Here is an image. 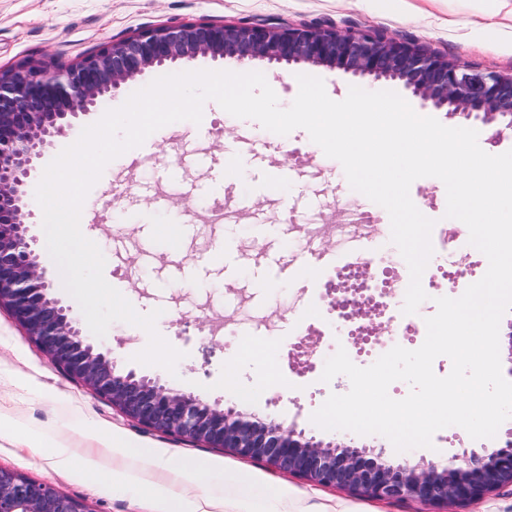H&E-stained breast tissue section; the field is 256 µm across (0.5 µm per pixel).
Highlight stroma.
Instances as JSON below:
<instances>
[{"mask_svg":"<svg viewBox=\"0 0 512 512\" xmlns=\"http://www.w3.org/2000/svg\"><path fill=\"white\" fill-rule=\"evenodd\" d=\"M196 21L372 30L483 71H512V0H401L391 14L380 12L377 0H0V68L43 57L66 65L136 30ZM222 69L263 73L284 108L295 99L301 74L323 79L336 101L353 86L403 90L394 81L261 60L200 57L169 67L173 73ZM101 116L88 112L54 137L33 163L29 188ZM231 162L238 165L233 179L225 176ZM158 197L166 199L165 207L155 206ZM410 197L435 221L429 263L437 265L453 248L443 236L454 225L445 215V186L434 177L420 178ZM86 202L92 217L81 231L104 255L106 281L141 313L160 310L159 334L183 353L170 373L135 362L148 342L142 328L117 321L102 338L83 329L120 370L161 379L180 392L326 443L382 448L395 457L383 436L328 431L311 420L330 394L350 389L347 376L325 383L321 375L335 352L327 333L326 290L337 266L350 260L355 221L377 226L367 254L379 279H391L406 262L391 242L385 209L352 190L342 165L325 156L306 130L280 136L209 100L201 123L166 125L153 142L111 161ZM42 221L37 209L26 223L51 295L71 318L83 321L42 243ZM168 223L180 227L176 242L157 234ZM311 246L336 260L302 279L296 270ZM244 343L268 347L267 359L245 358ZM205 344L214 350L206 366ZM0 422L7 426L0 433V466L52 485L82 501L87 512H163L168 501L182 504L184 512H437L414 498L366 500L313 486L221 448L142 430L55 368L3 308ZM103 434L111 435V445L100 442ZM89 458L97 466L94 479L81 472ZM169 458L205 466L206 478L186 482L165 467Z\"/></svg>","mask_w":512,"mask_h":512,"instance_id":"obj_1","label":"stroma"}]
</instances>
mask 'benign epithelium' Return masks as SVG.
<instances>
[{"mask_svg":"<svg viewBox=\"0 0 512 512\" xmlns=\"http://www.w3.org/2000/svg\"><path fill=\"white\" fill-rule=\"evenodd\" d=\"M199 57L266 60L342 70L400 83L422 106L451 117L498 122L512 131V72L481 71L369 30L188 22L147 28L68 65L24 60L0 68V307H6L50 362L146 431L228 448L272 470L355 496L415 498L449 507L512 487V429L492 452L444 463L388 458L384 450L338 448L219 404L178 393L158 379L123 372L88 342L51 297L24 222L26 179L48 140L148 70ZM340 319L367 316L356 290L331 302ZM0 512H87L78 499L0 467Z\"/></svg>","mask_w":512,"mask_h":512,"instance_id":"7a95c632","label":"benign epithelium"}]
</instances>
